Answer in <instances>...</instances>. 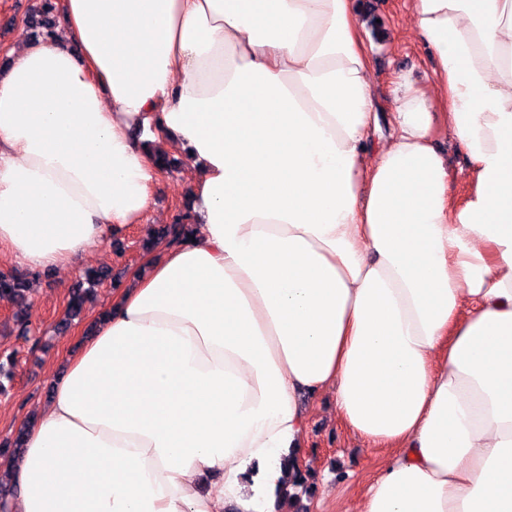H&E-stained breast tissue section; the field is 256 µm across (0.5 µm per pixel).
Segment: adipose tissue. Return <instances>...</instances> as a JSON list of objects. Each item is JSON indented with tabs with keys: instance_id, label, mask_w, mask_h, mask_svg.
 I'll list each match as a JSON object with an SVG mask.
<instances>
[{
	"instance_id": "obj_1",
	"label": "adipose tissue",
	"mask_w": 512,
	"mask_h": 512,
	"mask_svg": "<svg viewBox=\"0 0 512 512\" xmlns=\"http://www.w3.org/2000/svg\"><path fill=\"white\" fill-rule=\"evenodd\" d=\"M0 73V257L65 269L183 154L145 253L0 457L5 512H292L310 398L390 449L349 512H512V0H411L376 153L352 0H54ZM470 160L453 204L435 143ZM51 0H40L32 12L27 16V24L33 30L35 38L50 35L55 28V14ZM27 28L31 33V30Z\"/></svg>"
}]
</instances>
